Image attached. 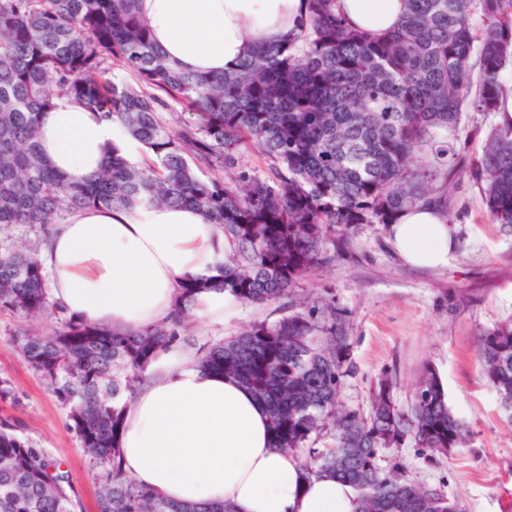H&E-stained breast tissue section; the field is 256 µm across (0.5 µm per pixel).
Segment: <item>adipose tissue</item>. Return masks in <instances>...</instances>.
<instances>
[{
	"label": "adipose tissue",
	"mask_w": 512,
	"mask_h": 512,
	"mask_svg": "<svg viewBox=\"0 0 512 512\" xmlns=\"http://www.w3.org/2000/svg\"><path fill=\"white\" fill-rule=\"evenodd\" d=\"M307 0H138L161 52L179 69H237L258 46L287 43ZM352 27L397 26L404 0H337ZM48 162L72 180L105 164L113 148L138 146L116 124L73 100H57L40 129ZM389 239L409 265H446L448 220L432 204L401 211ZM234 243L200 211L143 204L74 212L56 225L38 258L53 302L74 319L120 333L164 320L186 277L208 278ZM120 469L156 496L229 512H356L357 492L335 474L305 476L300 457L274 446L267 410L234 379L194 354H158L122 411L115 437Z\"/></svg>",
	"instance_id": "ef3b65f1"
}]
</instances>
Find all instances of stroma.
Returning <instances> with one entry per match:
<instances>
[{
	"label": "stroma",
	"mask_w": 512,
	"mask_h": 512,
	"mask_svg": "<svg viewBox=\"0 0 512 512\" xmlns=\"http://www.w3.org/2000/svg\"><path fill=\"white\" fill-rule=\"evenodd\" d=\"M497 123V113L464 110L452 138L460 158L479 155ZM447 215L454 237L447 265L407 266L386 225L363 224L349 255L299 280L294 297H330L344 312L353 364L340 396L345 409L368 415L374 386L385 375L393 381L397 406L407 408L414 382L428 365L468 430L465 447L447 455L433 456L405 441L384 452L383 467L401 462L411 479L458 501L463 512H512V420L483 378L477 355L480 331L512 321V232L491 222L481 184L465 172L453 181ZM287 312L284 300L240 302L225 309L223 323L193 321L178 346L196 353ZM58 325L51 313L29 320L0 312V380L12 392L0 401V415L17 418L24 438L65 463L78 495L75 512H97V472L70 429L65 408L18 349L24 333L47 335Z\"/></svg>",
	"instance_id": "35a3bbf8"
}]
</instances>
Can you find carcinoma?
I'll return each mask as SVG.
<instances>
[{
	"mask_svg": "<svg viewBox=\"0 0 512 512\" xmlns=\"http://www.w3.org/2000/svg\"><path fill=\"white\" fill-rule=\"evenodd\" d=\"M404 2L399 24L373 34L350 27L336 0H308L295 39L261 45L238 69L209 75L168 62L137 0H0V231L25 227L37 235L25 251L0 237V311L60 316L54 333L22 336L20 351L51 386L98 470V512H226L154 495L121 472L114 447L122 421L116 400L133 397L147 364L179 341L201 291L276 302L347 247L358 225L448 205L436 181L443 166L454 169L455 153L433 134L454 129L463 106L494 112L506 96L512 0ZM114 67L131 79L113 78ZM61 96L120 123L143 148V161L114 146L82 182L55 172L39 151L38 131ZM177 106L189 118L172 123L167 114ZM252 145L270 161L265 177L241 165ZM428 152L435 165L416 167ZM469 172L483 184L493 223L512 227V125L490 129ZM147 203L193 207L224 231L235 250L220 263V277L186 279L170 316L135 334L61 314L37 259L52 224L87 208ZM348 347L328 300L257 322L199 362L251 387L268 409L276 447L306 451L310 475L330 471L352 484L359 512H462L399 465L386 471L379 464L382 451L408 438L443 455L466 445L438 375L423 368L406 411L387 377L369 416L343 411L341 388L353 371ZM478 358L512 419V323L481 334ZM327 426L336 446H305ZM17 428L0 416V512H74L69 471Z\"/></svg>",
	"mask_w": 512,
	"mask_h": 512,
	"instance_id": "1",
	"label": "carcinoma"
}]
</instances>
